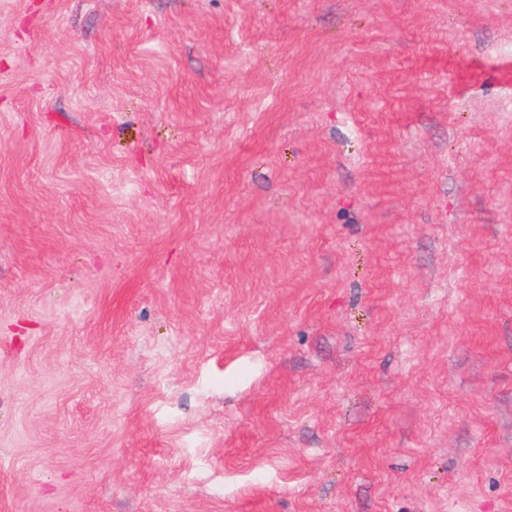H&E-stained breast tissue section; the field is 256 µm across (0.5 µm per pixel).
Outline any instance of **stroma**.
<instances>
[{"mask_svg":"<svg viewBox=\"0 0 512 512\" xmlns=\"http://www.w3.org/2000/svg\"><path fill=\"white\" fill-rule=\"evenodd\" d=\"M0 512H512V0H0Z\"/></svg>","mask_w":512,"mask_h":512,"instance_id":"stroma-1","label":"stroma"}]
</instances>
